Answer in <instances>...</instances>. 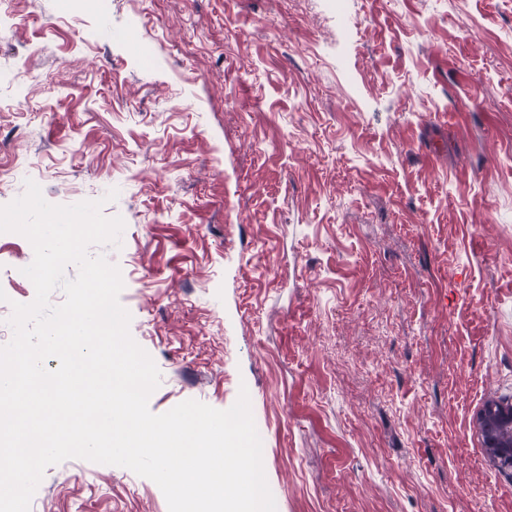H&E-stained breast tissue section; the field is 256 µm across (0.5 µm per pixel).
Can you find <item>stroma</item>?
Listing matches in <instances>:
<instances>
[{
    "label": "stroma",
    "instance_id": "obj_1",
    "mask_svg": "<svg viewBox=\"0 0 512 512\" xmlns=\"http://www.w3.org/2000/svg\"><path fill=\"white\" fill-rule=\"evenodd\" d=\"M29 179L123 219L88 253L151 412L247 388L277 512H512V0H0V205ZM33 257L0 233V346ZM32 501L168 512L79 458ZM484 446L488 448L501 470H512V459L499 458L489 448H497L501 455L512 457V402H495L477 416Z\"/></svg>",
    "mask_w": 512,
    "mask_h": 512
}]
</instances>
